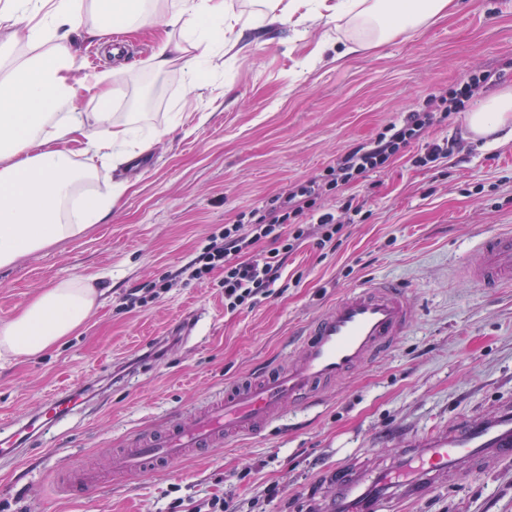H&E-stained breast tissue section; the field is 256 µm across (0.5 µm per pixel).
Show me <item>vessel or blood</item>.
Listing matches in <instances>:
<instances>
[{"label": "vessel or blood", "mask_w": 512, "mask_h": 512, "mask_svg": "<svg viewBox=\"0 0 512 512\" xmlns=\"http://www.w3.org/2000/svg\"><path fill=\"white\" fill-rule=\"evenodd\" d=\"M470 279L479 287L512 285V231L487 234ZM414 318L411 293L403 286L375 280L337 297L304 328L301 343L286 362L225 383L191 417H172L158 434L141 433L128 448L115 450L114 468L98 471L64 464L56 470L63 495H89L114 479L160 471L190 453H203L224 438L255 435L279 422L286 406L306 404L322 390L390 350ZM86 401L78 388L44 406L42 420L31 419L0 431V457L19 456L28 439L51 430ZM512 460V409L492 418H464L448 431L397 449L390 464L363 470L339 464L330 468L327 512H395L417 503L495 461Z\"/></svg>", "instance_id": "vessel-or-blood-1"}]
</instances>
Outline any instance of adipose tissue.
<instances>
[{
    "mask_svg": "<svg viewBox=\"0 0 512 512\" xmlns=\"http://www.w3.org/2000/svg\"><path fill=\"white\" fill-rule=\"evenodd\" d=\"M453 0H253L247 19L224 0H169L165 30L150 59L153 70L181 63L188 91L204 86L223 28L243 25L254 40L265 25L299 26L322 16L349 18L357 31L346 54L399 34L416 33L449 11ZM151 18L148 0H0V269L104 222L128 186L90 188L99 165L134 157L142 137L114 108L124 66L92 68L75 50L79 30L103 36L111 27L135 31ZM89 98L93 114L75 102ZM470 131L488 137L512 123V89L490 96L468 113ZM84 138L81 164L65 143ZM98 292L74 276L44 289L17 314L0 321V353L35 356L72 335L89 318Z\"/></svg>",
    "mask_w": 512,
    "mask_h": 512,
    "instance_id": "obj_1",
    "label": "adipose tissue"
}]
</instances>
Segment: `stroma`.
<instances>
[{"instance_id": "stroma-1", "label": "stroma", "mask_w": 512, "mask_h": 512, "mask_svg": "<svg viewBox=\"0 0 512 512\" xmlns=\"http://www.w3.org/2000/svg\"><path fill=\"white\" fill-rule=\"evenodd\" d=\"M350 34L326 17L300 33L273 27L242 52L218 51L207 87L190 95L180 67H149L152 28L129 33L116 109L143 132L162 131L144 153L149 166L100 168L99 184L130 185L109 222L0 270L1 320L77 275L98 290L72 336L33 357L0 356V418L27 420L74 386L88 397L84 411L32 439L27 457L0 462V512H168L177 500L193 512L214 496L224 512H296L307 495L324 502L331 465L388 462L400 444L512 404V288L486 291L465 272L485 235L512 228V140L475 137L465 113L428 130L427 141L454 147L436 166L403 158L323 197L332 210L356 198L361 218L332 244L304 241L284 268L285 289L254 307L225 310L223 273L202 283L174 276L213 231L323 173L428 96L479 70L500 77L473 104L512 86V0H457L418 33L341 61L321 51L322 38L342 45ZM166 276L172 286L160 298L123 309L131 289ZM373 279L406 285L416 318L389 353L316 407L93 496L58 494L56 461L107 467L129 437L160 430L168 416L272 363L337 296ZM162 342V357L145 358ZM404 512H512V460Z\"/></svg>"}]
</instances>
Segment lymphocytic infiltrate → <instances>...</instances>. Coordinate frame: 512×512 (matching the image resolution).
I'll return each instance as SVG.
<instances>
[{"label":"lymphocytic infiltrate","mask_w":512,"mask_h":512,"mask_svg":"<svg viewBox=\"0 0 512 512\" xmlns=\"http://www.w3.org/2000/svg\"><path fill=\"white\" fill-rule=\"evenodd\" d=\"M493 78V73L484 70L470 73L445 94L426 98L419 109L386 125L374 138L352 145L321 176L293 183L269 207L240 213L234 223L209 236L202 251L176 271V278L202 282L214 271H223L226 310L253 307L274 293L288 255L310 235H318L323 245L341 236L345 224L335 213L321 209L318 200L322 195L364 180L407 155L418 167L451 156L452 149L444 142L425 143L424 151L414 155L409 149L424 142L436 122L462 111L475 92ZM263 241L272 242V249L260 258H251L252 249Z\"/></svg>","instance_id":"lymphocytic-infiltrate-1"}]
</instances>
